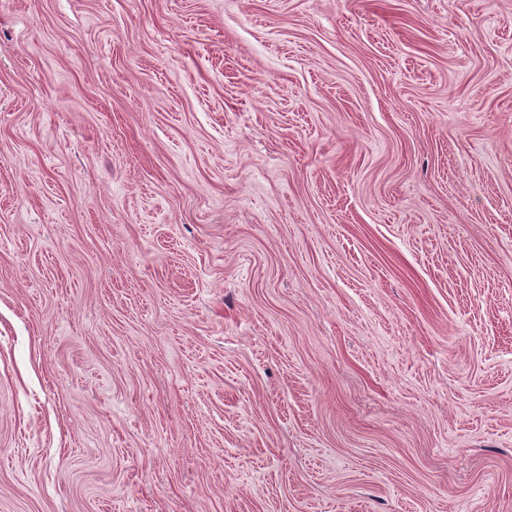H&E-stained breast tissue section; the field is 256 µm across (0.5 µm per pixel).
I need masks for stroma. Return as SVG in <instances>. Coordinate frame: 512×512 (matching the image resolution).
Instances as JSON below:
<instances>
[{"mask_svg":"<svg viewBox=\"0 0 512 512\" xmlns=\"http://www.w3.org/2000/svg\"><path fill=\"white\" fill-rule=\"evenodd\" d=\"M0 512H512V0H0Z\"/></svg>","mask_w":512,"mask_h":512,"instance_id":"obj_1","label":"stroma"}]
</instances>
